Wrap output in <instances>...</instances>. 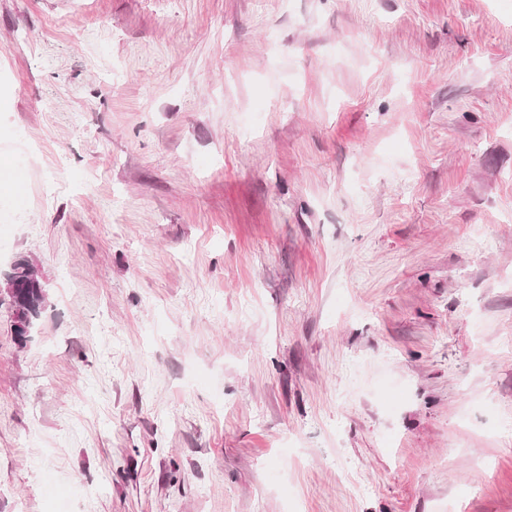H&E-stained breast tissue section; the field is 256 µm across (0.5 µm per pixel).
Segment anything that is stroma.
Returning a JSON list of instances; mask_svg holds the SVG:
<instances>
[{"label": "stroma", "mask_w": 512, "mask_h": 512, "mask_svg": "<svg viewBox=\"0 0 512 512\" xmlns=\"http://www.w3.org/2000/svg\"><path fill=\"white\" fill-rule=\"evenodd\" d=\"M0 512H512V0H0ZM45 295V288L38 276L32 277L26 270H23L18 279L16 296L9 297L14 315L19 309L30 316V324L28 321H21L14 316V335L18 340L25 341L28 337L29 326L32 327L44 306Z\"/></svg>", "instance_id": "1"}]
</instances>
